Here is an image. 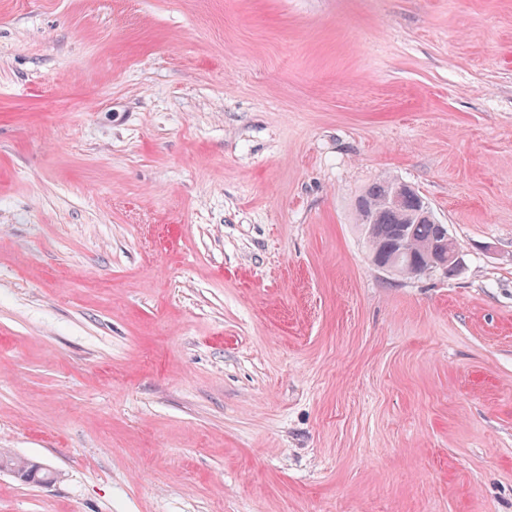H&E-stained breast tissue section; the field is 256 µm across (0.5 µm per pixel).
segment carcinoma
Instances as JSON below:
<instances>
[{
  "label": "carcinoma",
  "instance_id": "carcinoma-1",
  "mask_svg": "<svg viewBox=\"0 0 512 512\" xmlns=\"http://www.w3.org/2000/svg\"><path fill=\"white\" fill-rule=\"evenodd\" d=\"M426 210L421 196L393 177L373 181L358 196L356 221L375 268L390 262L395 275H420L434 256L448 252L453 245L448 226L425 216ZM34 468L29 460L0 456V470H14L21 479Z\"/></svg>",
  "mask_w": 512,
  "mask_h": 512
}]
</instances>
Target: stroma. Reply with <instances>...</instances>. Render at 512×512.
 Wrapping results in <instances>:
<instances>
[{"label": "stroma", "instance_id": "1", "mask_svg": "<svg viewBox=\"0 0 512 512\" xmlns=\"http://www.w3.org/2000/svg\"><path fill=\"white\" fill-rule=\"evenodd\" d=\"M392 175L462 270L373 268ZM0 512H512V0H0Z\"/></svg>", "mask_w": 512, "mask_h": 512}]
</instances>
